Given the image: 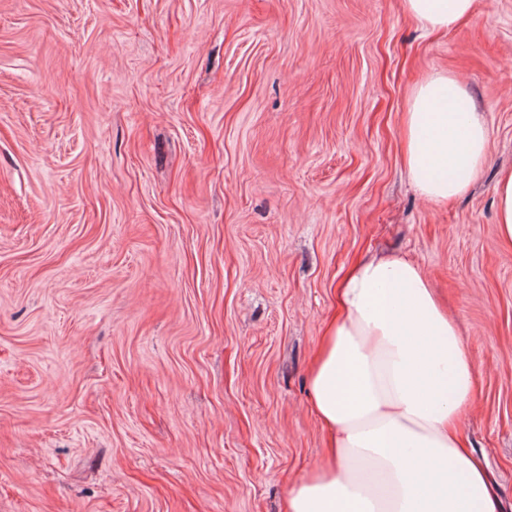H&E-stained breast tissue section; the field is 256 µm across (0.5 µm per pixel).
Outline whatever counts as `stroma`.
<instances>
[{
	"instance_id": "obj_1",
	"label": "stroma",
	"mask_w": 512,
	"mask_h": 512,
	"mask_svg": "<svg viewBox=\"0 0 512 512\" xmlns=\"http://www.w3.org/2000/svg\"><path fill=\"white\" fill-rule=\"evenodd\" d=\"M458 75L461 197L402 117ZM512 0H0V512H286L327 448L307 376L365 257L419 265L474 365L469 448L512 512ZM475 0H402L404 12L427 27L448 31L474 10ZM488 142L485 119L460 81L435 72L413 89L404 113V163L424 199L442 203L466 192ZM497 224L502 238L512 241V173L499 181L496 196Z\"/></svg>"
}]
</instances>
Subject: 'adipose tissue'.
<instances>
[{"mask_svg":"<svg viewBox=\"0 0 512 512\" xmlns=\"http://www.w3.org/2000/svg\"><path fill=\"white\" fill-rule=\"evenodd\" d=\"M474 4L402 0L407 15L438 31L469 17ZM488 142L460 81L435 72L413 89L404 163L424 199L466 192ZM339 301L310 374L330 458L290 488L287 512H502L486 468L458 433L475 400L473 363L423 269L371 256L346 276Z\"/></svg>","mask_w":512,"mask_h":512,"instance_id":"ef3b65f1","label":"adipose tissue"}]
</instances>
